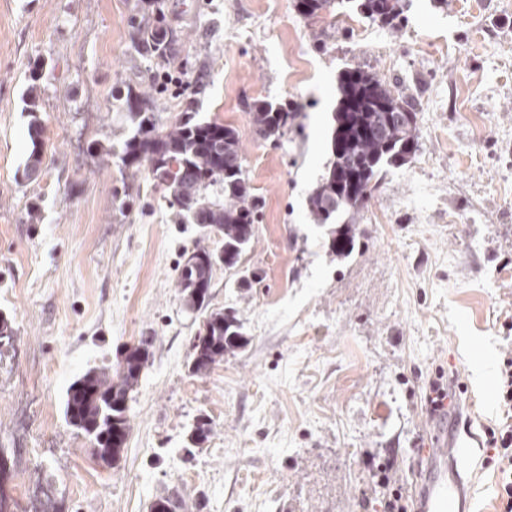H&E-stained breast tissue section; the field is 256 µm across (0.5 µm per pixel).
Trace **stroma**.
<instances>
[{"label": "stroma", "instance_id": "stroma-1", "mask_svg": "<svg viewBox=\"0 0 512 512\" xmlns=\"http://www.w3.org/2000/svg\"><path fill=\"white\" fill-rule=\"evenodd\" d=\"M209 56L201 114L234 127L260 201L238 266L215 267L210 307L235 311L247 338L207 373L190 343L203 317L176 281L185 253L222 238L177 224L162 190L140 184L118 214L116 165L86 145L128 132L112 92L146 81L127 20L137 0H0V498L8 512H149L175 491L182 512H379L364 460L390 456L411 485L437 369L471 398L474 427L497 416L498 365L512 352V0H413L401 29L299 15L292 0H168ZM456 50L427 46L436 31ZM307 54L311 78L285 83L277 61ZM45 64V153L33 181L20 95ZM362 67L399 80L418 102L416 157L385 168L356 218L360 248L329 252L307 198L329 159L336 79ZM302 102L279 142L260 138L244 101ZM39 201V223L26 208ZM244 274L251 287H236ZM147 341L119 459L99 461L63 410L68 386ZM207 442L189 449L198 415ZM25 473L26 493L14 490Z\"/></svg>", "mask_w": 512, "mask_h": 512}]
</instances>
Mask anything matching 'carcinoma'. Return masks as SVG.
Here are the masks:
<instances>
[{"instance_id":"obj_1","label":"carcinoma","mask_w":512,"mask_h":512,"mask_svg":"<svg viewBox=\"0 0 512 512\" xmlns=\"http://www.w3.org/2000/svg\"><path fill=\"white\" fill-rule=\"evenodd\" d=\"M409 0H294L304 18L336 13H357L391 26L404 15ZM166 0H139L128 20L135 50L159 69L178 65L189 75L179 98V113L168 124L160 122V92L141 83L122 82L114 100L126 113L130 133L114 145L93 140L87 151L102 163H115L122 173L121 187L114 189L122 217L134 208L137 197L125 172L145 173L155 187L166 191L184 224L215 228L223 239L224 257L196 248L179 266L177 284L183 304L205 312L210 297L213 269L219 263L233 268L254 236L258 200L243 167L242 145L235 128L215 119L200 117L202 103L213 83L209 62L201 57L180 56L185 34L168 18ZM42 65L34 61L28 84L21 95L22 111L28 116L29 150L23 176L38 173L44 153V131L38 93ZM338 102L330 141V160L307 199L311 223L326 228L328 250L338 258L350 256L356 247L355 225L343 215L363 207L377 189V176L384 166H402L419 150L415 100L377 74L360 67L338 75ZM256 133L280 138L295 125L300 106L286 99H258L245 104ZM243 344L236 316L211 312L192 342V370L203 374L224 359V354ZM145 343L131 347L124 361L93 368L67 389L64 415L67 421L93 442L100 460L109 462L121 452L116 442L130 430L129 406L125 400L137 384L133 363L144 365ZM211 422L202 417L190 435L191 447L204 442ZM178 498L156 497L150 512H180Z\"/></svg>"}]
</instances>
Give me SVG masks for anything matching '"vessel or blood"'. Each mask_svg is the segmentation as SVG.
<instances>
[{"instance_id": "obj_1", "label": "vessel or blood", "mask_w": 512, "mask_h": 512, "mask_svg": "<svg viewBox=\"0 0 512 512\" xmlns=\"http://www.w3.org/2000/svg\"><path fill=\"white\" fill-rule=\"evenodd\" d=\"M479 444L471 422L460 418L433 437L415 485L414 512H465Z\"/></svg>"}]
</instances>
